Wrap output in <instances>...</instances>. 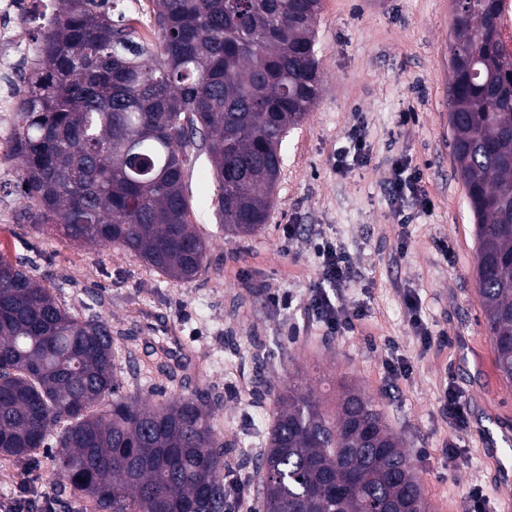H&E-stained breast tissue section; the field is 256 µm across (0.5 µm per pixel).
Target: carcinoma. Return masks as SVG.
Instances as JSON below:
<instances>
[{
    "label": "carcinoma",
    "mask_w": 512,
    "mask_h": 512,
    "mask_svg": "<svg viewBox=\"0 0 512 512\" xmlns=\"http://www.w3.org/2000/svg\"><path fill=\"white\" fill-rule=\"evenodd\" d=\"M152 2L154 46L113 17L114 0H56L21 76L12 153L27 223L192 281L208 258L190 221L188 149L214 170L225 237L258 232L283 140L322 92V0ZM498 5L456 4L450 124L485 327L512 383V63ZM339 387L333 415L309 386L283 387L256 463L263 512H426L402 437L359 388ZM55 426L54 470L100 512H225L224 442L205 398L120 395L112 323L65 308L0 254V455L33 458Z\"/></svg>",
    "instance_id": "cac0c4a2"
}]
</instances>
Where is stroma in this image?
<instances>
[{
  "instance_id": "stroma-1",
  "label": "stroma",
  "mask_w": 512,
  "mask_h": 512,
  "mask_svg": "<svg viewBox=\"0 0 512 512\" xmlns=\"http://www.w3.org/2000/svg\"><path fill=\"white\" fill-rule=\"evenodd\" d=\"M453 0H323L316 38L324 91L291 129L267 224L225 240L211 207L193 203L192 222L210 245L208 266L175 282L119 249L69 245L21 218L18 161L0 162V252L30 266L74 312L102 313L113 328L123 395L153 404L179 391L203 393L216 412L224 465L244 481L242 512H259L255 459L264 451L289 378L311 384L335 411L346 378L375 401L398 432L425 493L427 512H465L480 486L492 512H512V384L499 376L476 284L475 238L456 171L449 120L448 45ZM411 113L400 123L402 113ZM361 123L366 158L347 173L334 157ZM419 175L425 199L394 201L396 161ZM326 236L351 258L345 303L364 317L345 334L317 322L307 299L319 278L314 244ZM414 299L432 339L414 333ZM180 337L189 363L184 385L144 377L152 342ZM405 376H392L390 359ZM468 404L466 428L440 409L446 389ZM458 455L449 458V445ZM53 451L32 464L40 491L96 512L53 471Z\"/></svg>"
}]
</instances>
